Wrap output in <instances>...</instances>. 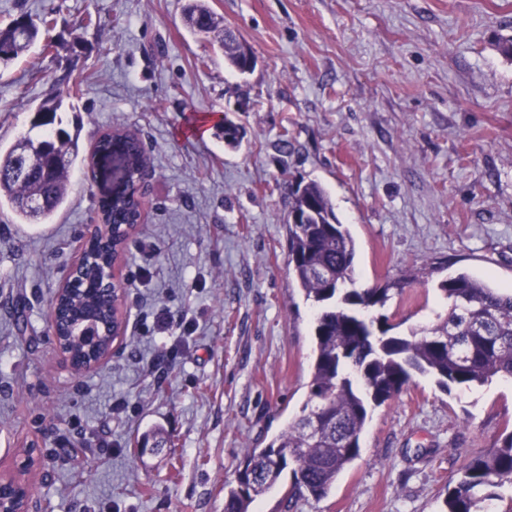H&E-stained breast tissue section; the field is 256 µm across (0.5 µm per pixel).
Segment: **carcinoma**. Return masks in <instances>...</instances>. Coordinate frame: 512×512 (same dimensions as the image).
Segmentation results:
<instances>
[{
    "label": "carcinoma",
    "mask_w": 512,
    "mask_h": 512,
    "mask_svg": "<svg viewBox=\"0 0 512 512\" xmlns=\"http://www.w3.org/2000/svg\"><path fill=\"white\" fill-rule=\"evenodd\" d=\"M185 23L195 34L214 37L227 62L240 69L245 54L225 31L204 0H188ZM27 14L0 27V62L9 61L40 38V25ZM63 99L52 94L36 107L30 132L7 148L0 146V206L6 204L20 224H48L66 199L68 173L77 163L92 168L99 152L116 155L123 164L128 188L101 198L99 237L84 250L82 269L89 276L112 265V256L126 248L124 225L143 220L138 184L147 156L141 139L125 128L104 131L88 156L81 155L79 132L62 127ZM50 128L49 136H32ZM27 166L25 176L13 164ZM288 267L306 299L318 307L309 398L302 415L287 423L263 448L246 454L237 468L244 479L224 495V512H251L255 499L291 474L288 507L301 498L320 500L338 475L360 455V438L372 408L396 397L416 375H429L447 389L470 388L495 378L512 379V290L489 286L467 274L442 280L438 289L448 302V315L435 326L390 333L387 317H367L417 280L404 271L370 288H353L356 245L336 216L321 184L311 181L287 188ZM117 325L116 304L78 287L58 300L54 328L62 351L75 366L97 358L112 342ZM262 480L250 491V475ZM10 509L28 505V486L15 478L3 480ZM512 485V431L500 444L470 457L462 476L444 500L443 512H492L501 500L496 489Z\"/></svg>",
    "instance_id": "carcinoma-1"
}]
</instances>
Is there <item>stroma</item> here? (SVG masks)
I'll use <instances>...</instances> for the list:
<instances>
[{
  "mask_svg": "<svg viewBox=\"0 0 512 512\" xmlns=\"http://www.w3.org/2000/svg\"><path fill=\"white\" fill-rule=\"evenodd\" d=\"M186 3L0 0V26L55 18L53 53L0 63V144L61 91L83 151L124 126L149 159L120 266L127 332L81 375L49 308L110 182L77 166L50 224L0 207V476L36 444L28 512H224L245 454L300 415L314 309L288 270L285 182L327 190L356 287L418 271L380 309L398 333L444 319L448 276L512 288V58L497 47L512 0H208L251 48L245 74L188 32ZM225 118L238 147L217 132ZM508 421L511 382L445 391L414 376L373 409L330 494L293 512H441ZM157 428L163 447L140 450Z\"/></svg>",
  "mask_w": 512,
  "mask_h": 512,
  "instance_id": "obj_1",
  "label": "stroma"
}]
</instances>
